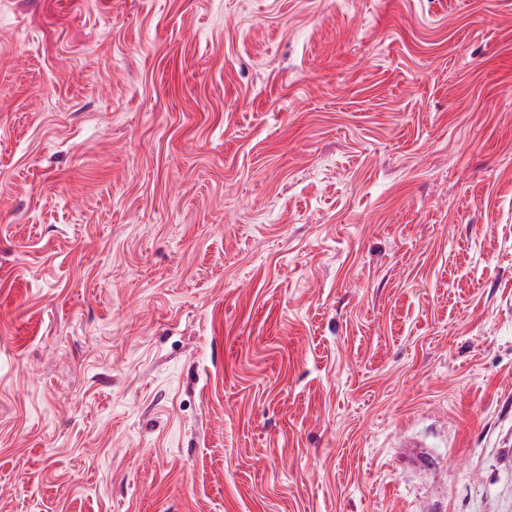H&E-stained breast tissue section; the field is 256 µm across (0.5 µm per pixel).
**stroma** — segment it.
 Segmentation results:
<instances>
[{"label":"stroma","instance_id":"stroma-1","mask_svg":"<svg viewBox=\"0 0 512 512\" xmlns=\"http://www.w3.org/2000/svg\"><path fill=\"white\" fill-rule=\"evenodd\" d=\"M0 512H512V0H0Z\"/></svg>","mask_w":512,"mask_h":512}]
</instances>
